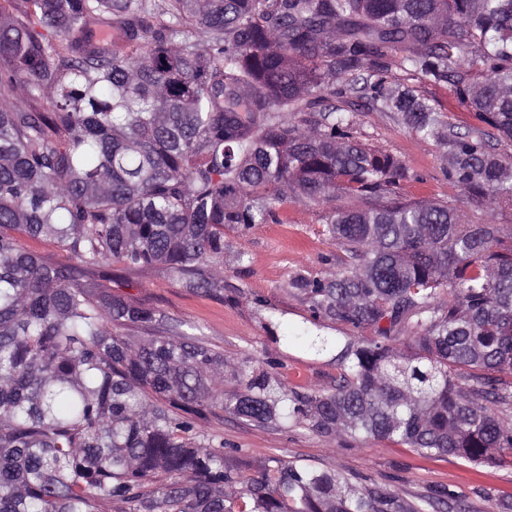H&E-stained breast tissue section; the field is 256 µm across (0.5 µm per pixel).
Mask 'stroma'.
Here are the masks:
<instances>
[{
	"label": "stroma",
	"mask_w": 512,
	"mask_h": 512,
	"mask_svg": "<svg viewBox=\"0 0 512 512\" xmlns=\"http://www.w3.org/2000/svg\"><path fill=\"white\" fill-rule=\"evenodd\" d=\"M400 82L419 87L441 112L449 133H470L474 121L468 106L454 98L449 84L421 82L412 72L393 67ZM366 73L351 76L350 89L331 99L337 111L353 115L350 133L356 140L400 158L408 169L402 194L409 199L443 200L462 214L465 222L497 224L502 236L512 235V208L474 206L453 188L444 175L448 148L436 140L411 134L389 114L372 107L363 87ZM322 206L288 200L279 206L276 222L261 224L241 235L225 229L229 247L224 253L223 297L194 294L159 272L136 273L131 295L163 309L171 317L196 325L199 336L226 357L246 350L265 351L281 365L286 383L295 388H330L339 369L327 356H317L297 344L273 343L264 327L278 321L279 332L302 324L308 305L291 286L300 275L321 276L347 266L344 249L324 232ZM208 430L221 438L235 455V467L255 471L270 460H298L343 474L356 473L402 486L407 496L427 488L445 486L466 500L475 512H493L494 497L512 493V463L475 470L459 459L426 458L392 442L328 441L302 427L261 429L220 415Z\"/></svg>",
	"instance_id": "1"
}]
</instances>
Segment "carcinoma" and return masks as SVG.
<instances>
[{
    "mask_svg": "<svg viewBox=\"0 0 512 512\" xmlns=\"http://www.w3.org/2000/svg\"><path fill=\"white\" fill-rule=\"evenodd\" d=\"M396 50L480 123L452 140L450 184L512 208V161L485 142L512 139V0H0V512H470L442 486L409 501L279 458L239 471L208 433L225 412L512 463V241L401 198L405 164L321 111L363 70L373 105L440 138V113L393 79ZM290 196L326 207L352 262L292 282L310 318L281 336L338 362L329 391L225 358L102 274L158 268L222 295L224 228Z\"/></svg>",
    "mask_w": 512,
    "mask_h": 512,
    "instance_id": "obj_1",
    "label": "carcinoma"
}]
</instances>
